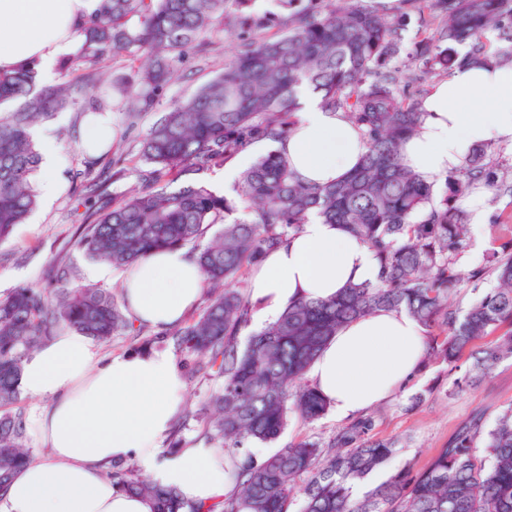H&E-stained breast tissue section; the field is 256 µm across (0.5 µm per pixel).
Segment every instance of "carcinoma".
Returning <instances> with one entry per match:
<instances>
[{"instance_id":"carcinoma-1","label":"carcinoma","mask_w":512,"mask_h":512,"mask_svg":"<svg viewBox=\"0 0 512 512\" xmlns=\"http://www.w3.org/2000/svg\"><path fill=\"white\" fill-rule=\"evenodd\" d=\"M246 0H99L79 29L77 52L59 61L61 81L37 88L38 71L0 72V106L18 107L0 116V243L25 223L38 204L34 175L40 165L33 125L76 101L82 86L67 78L79 64L97 90L83 112L100 109L110 93L95 76L118 56L141 61L120 89L147 109L169 84L184 55L205 56L201 35L222 26L238 50L223 72L194 95L175 101L146 132L139 150L140 185L104 198L106 177L82 173L84 207L76 248L89 259L126 270L152 251L186 248L206 275V304L198 317L168 330L192 371L223 379L210 404L206 441L224 452V472L239 492L221 512H512V405L488 430L475 421L462 428L430 464L404 470L352 497V484L384 467L394 443L374 438L376 417L359 416L328 442L302 441L267 457L252 445L272 443L290 418H322L328 404L302 383L321 347L346 322L379 309L403 310L434 331L425 360L451 367L464 352L503 326L512 325V249L487 256L497 286L466 308L453 302L461 281L456 258L470 228L459 201L475 186L512 185L476 147L466 168L434 181L400 160V148L420 125V102L410 101L390 64L403 54L400 25L354 0H320L295 10L268 36L263 21L245 17ZM418 13L440 19L433 37L406 54L407 64L446 73L473 60L512 66V0H412ZM511 43L491 47L486 34ZM316 94L327 111L342 110L362 128L367 151L359 167L326 185L294 176L274 149L246 169L229 199L203 175L258 140L277 143L289 131L302 91ZM244 202L249 220L227 222ZM342 224L367 243L380 267L376 284H352L339 298L301 301L279 319L240 341L251 303L236 284L309 216ZM221 230L212 236L215 225ZM51 289L20 286L0 297V490L33 461L27 446L25 408L18 405L24 359L62 329L102 343L116 335L138 337L122 302L109 291L71 283L62 257L52 263ZM512 357L508 330L474 356L457 384L484 377ZM112 480L125 491L149 497L154 512H199L177 489L132 476L116 466Z\"/></svg>"}]
</instances>
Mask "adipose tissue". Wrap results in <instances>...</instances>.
I'll return each mask as SVG.
<instances>
[{
    "label": "adipose tissue",
    "instance_id": "1",
    "mask_svg": "<svg viewBox=\"0 0 512 512\" xmlns=\"http://www.w3.org/2000/svg\"><path fill=\"white\" fill-rule=\"evenodd\" d=\"M96 7L97 0H0V71L51 72L76 51L77 29ZM420 109L421 128L403 143L402 163L432 179L459 173L478 144L512 147V67L455 68L429 88ZM278 149L299 179L327 184L349 174L366 145L345 113L324 111L306 93L298 122ZM377 281L365 243L342 225L310 218L252 268V328L276 321L288 304L327 300L348 285ZM123 285L131 319L160 333L198 304L203 274L185 250L172 249L134 263ZM428 341L405 311L381 309L341 327L317 354L309 379L337 420H347L404 391L424 365ZM20 385L35 401L28 421L49 457L14 475L0 495V512H153L147 498L121 490L108 475L130 459L194 503L237 492L212 449L161 453L187 387L169 350L105 355L89 337L63 331L24 361Z\"/></svg>",
    "mask_w": 512,
    "mask_h": 512
}]
</instances>
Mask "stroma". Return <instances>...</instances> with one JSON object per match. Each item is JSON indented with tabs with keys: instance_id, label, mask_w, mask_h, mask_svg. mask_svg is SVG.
<instances>
[{
	"instance_id": "1",
	"label": "stroma",
	"mask_w": 512,
	"mask_h": 512,
	"mask_svg": "<svg viewBox=\"0 0 512 512\" xmlns=\"http://www.w3.org/2000/svg\"><path fill=\"white\" fill-rule=\"evenodd\" d=\"M236 45V39L218 36L208 56L187 55L175 80L158 92L153 107L137 119H128L124 111L113 109L112 122L117 135L111 157L126 159L125 175L111 186L113 196L126 193L137 182L140 169L137 155L148 128L174 101L193 95L219 74L225 61L234 55ZM80 110L77 104L67 106L33 129L35 136H50L57 147L55 178L59 189L53 198H40L27 222L17 225L9 240L0 244L2 296L20 285L52 287L49 268L53 259L61 254L70 260L79 282L114 292L119 289V270L86 258L73 245L79 225L75 195L81 184L79 174L85 159L79 149ZM476 193L486 211L487 224L483 237L470 238L458 259L466 279L456 300L463 307L495 287L493 274L475 278L471 272L482 264L487 252L501 246L497 225H512L511 195L483 184L477 186ZM471 362L470 355L466 354L453 367L441 362L425 364L405 392L379 407L373 434L381 439L397 440L398 452L386 468L367 478V486L385 481L408 465L417 470L426 467L435 453L447 447L470 420L477 417L483 427H491L503 408L512 405V358L498 363L481 383L463 389L456 387V379L463 376ZM339 426L331 413L313 423L294 418L275 446L282 448L303 439L325 442ZM272 447L257 444L253 450L262 457L269 454Z\"/></svg>"
}]
</instances>
